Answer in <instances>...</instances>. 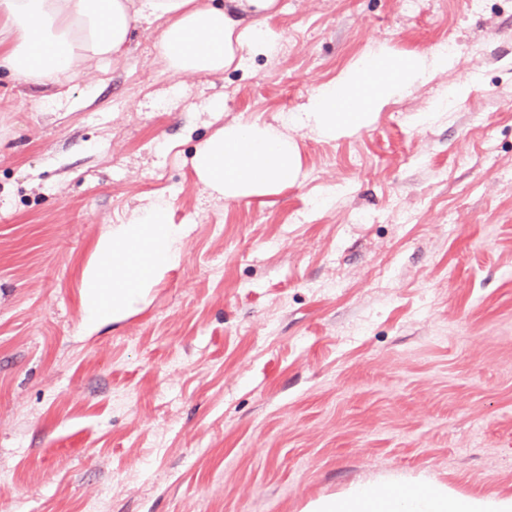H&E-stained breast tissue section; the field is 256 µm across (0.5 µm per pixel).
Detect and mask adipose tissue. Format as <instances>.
I'll return each instance as SVG.
<instances>
[{
	"label": "adipose tissue",
	"mask_w": 512,
	"mask_h": 512,
	"mask_svg": "<svg viewBox=\"0 0 512 512\" xmlns=\"http://www.w3.org/2000/svg\"><path fill=\"white\" fill-rule=\"evenodd\" d=\"M277 0H0V70L25 84L74 79L126 53L141 16L161 20L159 52L175 73H218L245 54H275L282 35L265 23ZM451 56L362 55L321 85L296 125L326 138L353 134L417 84L447 71ZM191 165L209 194L225 201L272 197L300 175L295 140L269 125L233 121L205 140ZM185 230L166 206L151 203L112 225L83 272L90 324L118 321L182 259ZM303 512H512V494L462 496L448 485L420 491L392 478L308 502Z\"/></svg>",
	"instance_id": "ef3b65f1"
}]
</instances>
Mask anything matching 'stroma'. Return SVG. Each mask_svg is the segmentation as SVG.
I'll return each mask as SVG.
<instances>
[{"instance_id": "obj_1", "label": "stroma", "mask_w": 512, "mask_h": 512, "mask_svg": "<svg viewBox=\"0 0 512 512\" xmlns=\"http://www.w3.org/2000/svg\"><path fill=\"white\" fill-rule=\"evenodd\" d=\"M279 8L277 54L221 74L166 70L153 20L63 105L0 72V512H302L390 477L512 493V0ZM445 41L454 67L358 133L290 129L279 195L198 183L224 124L282 128L361 54ZM155 201L179 266L87 331L98 238Z\"/></svg>"}]
</instances>
